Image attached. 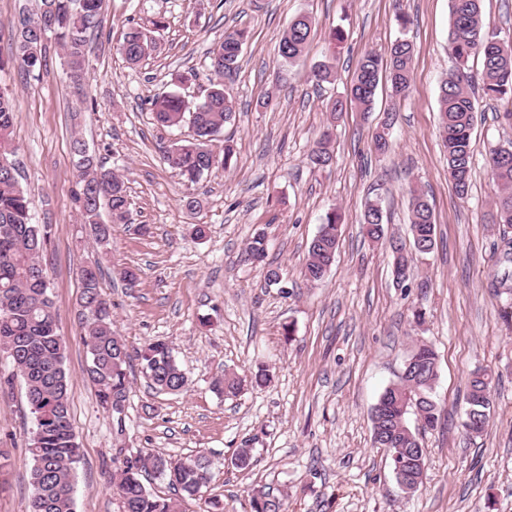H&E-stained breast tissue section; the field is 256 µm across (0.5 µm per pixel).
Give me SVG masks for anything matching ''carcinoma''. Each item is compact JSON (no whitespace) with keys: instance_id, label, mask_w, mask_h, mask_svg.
<instances>
[{"instance_id":"1","label":"carcinoma","mask_w":512,"mask_h":512,"mask_svg":"<svg viewBox=\"0 0 512 512\" xmlns=\"http://www.w3.org/2000/svg\"><path fill=\"white\" fill-rule=\"evenodd\" d=\"M102 23V0H40L35 17L23 24L15 36V52L0 60V69L12 64L30 75L41 71L43 47L48 34L55 35L70 78L83 90L85 63L91 53V35ZM312 20L299 15L283 32L278 55L285 65L298 62L307 52ZM497 33L483 29L481 0H450L448 52L455 69L441 81L438 91L439 137L443 143L448 179L460 199L469 195L474 168L473 133L477 106L471 95L473 77L468 63L475 57L482 61V91L490 99L512 103V45L501 49ZM245 31L237 30L209 51V68L213 74L205 97L195 101L178 92L157 94L148 100V110L155 122L170 130L185 125L192 129L189 140L172 143L162 152V159L178 172L184 182L195 185L221 167L231 165L234 148L226 143L222 154L212 149V142L232 116L234 105L224 79L238 70L245 42ZM341 29L329 34V58L313 70L318 84L336 80L334 64L336 44L342 42ZM154 48L143 30L133 27L125 35L121 51L127 62L138 64ZM413 44L399 39L392 45L389 59L370 51L363 55L346 98L328 104L331 113L344 112L351 105L359 112L373 108L378 86L385 80L396 94L405 93L412 81ZM16 104L13 92L0 86V346L5 347L16 366L25 388L35 428L28 438L31 495L45 503L42 512H75L73 480L80 448L73 431L69 407V379L65 370V344L57 332L54 302L49 294L45 243L46 224L34 220L31 201L19 181L13 140ZM332 133L324 128L307 155L314 169L332 160L329 150ZM75 158L77 187L74 200L83 223L94 239L109 241L111 225L126 220L128 196L125 182L104 169L89 152L86 143L76 138L71 144ZM486 166L495 194L493 204L497 221L512 225V144L489 151ZM411 246L405 248L386 239L383 216L378 204L369 202L363 213V229L376 241L388 240L392 255V275L398 284L413 276L415 261L428 255L417 247V239L436 246V224L431 206L418 190L409 191ZM340 218L336 212L326 215L311 241L301 268L303 279L321 281L324 267L334 263L340 236ZM247 261L264 266L265 282L279 286L280 265L266 261L265 236L256 234L246 247ZM101 267L97 264L80 269L84 343L90 362L86 375L95 388L98 404L110 411L125 407L129 393L131 354L127 340L112 329V301L101 287ZM492 284L512 291V241L500 252ZM142 373L153 389L161 394H180L187 390L189 379L169 344L154 340L138 349ZM412 369L386 387L372 409L373 443L388 451L390 464L408 459L404 490L415 492L422 481L426 452H416L418 438L409 416L424 429H435L441 422V408L433 397L438 374L432 372L437 362L435 351L427 344L418 345L408 357ZM267 381L264 367L247 378L226 371L213 381L219 395L237 396L247 385L260 386ZM492 377L484 369L472 373L467 386V408L477 411L479 424L465 417L462 427L472 437L481 436L494 409L491 395ZM117 466L116 493L122 512H179V501L149 491L145 485L157 479L172 486L184 499H197L210 479V460L204 455L177 460L161 455H129L114 458ZM251 512H285L283 498L263 489L253 491Z\"/></svg>"}]
</instances>
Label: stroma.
I'll list each match as a JSON object with an SVG mask.
<instances>
[{"label": "stroma", "mask_w": 512, "mask_h": 512, "mask_svg": "<svg viewBox=\"0 0 512 512\" xmlns=\"http://www.w3.org/2000/svg\"><path fill=\"white\" fill-rule=\"evenodd\" d=\"M39 0H0V55L33 17ZM311 16L306 56L282 71L278 43L298 14ZM155 47L129 65L120 47L129 28L149 27ZM449 0H104L102 29L75 88L62 52L48 42L39 78L0 72L16 95L14 139L21 182L36 218H49L47 276L66 345L73 431L81 448L76 466V512H120L111 478L114 457L159 454L174 460L211 458L212 479L180 512H201L218 497L224 512H251L250 492L282 496L287 512H512V296L490 285L503 238L496 223L485 165L490 149L512 143L506 102L478 99L474 174L468 199L448 179L436 135L438 89L452 67L448 54ZM343 27L336 80L316 84L315 65L327 56L324 37ZM249 39L228 87L235 112L223 141L235 148L233 166L193 187L163 164L161 149L188 138V128L161 130L147 109L153 95L177 89L203 96L210 84L209 51L225 32ZM414 45L409 91L393 95L380 84L374 109L331 116V99L345 95L365 52H386L400 36ZM387 125L390 149L377 153L373 135ZM330 127L333 160L311 168L307 154ZM82 138L105 168L122 176L127 220L100 246L72 202L76 172L70 143ZM433 211L437 245L417 262L405 288L396 287L384 245L362 233L367 200H379L389 232L407 241L410 189ZM204 194L194 214L186 196ZM343 218L336 259L324 280L306 283L300 268L326 213ZM209 226L205 241L189 227ZM268 255L288 275L290 289L267 286L262 266L241 253L256 231ZM99 263L112 301V327L130 348L167 340L189 378V389L158 395L140 365L129 375L123 419L97 403L85 368L87 348L78 322L81 266ZM138 268L135 285L123 268ZM424 320L415 323L414 311ZM437 354L435 398L443 409L436 430L420 432L427 469L419 490L403 493L389 456L375 447L370 413L418 344ZM266 366L269 382L235 397L212 389L227 370ZM492 373L495 411L478 438L462 430L468 379ZM0 352V512H27L31 493L27 453L33 420L24 384ZM253 442L249 469L235 466L240 444Z\"/></svg>", "instance_id": "1"}]
</instances>
